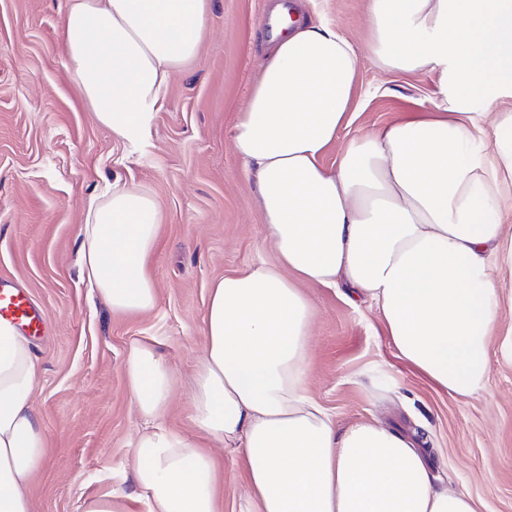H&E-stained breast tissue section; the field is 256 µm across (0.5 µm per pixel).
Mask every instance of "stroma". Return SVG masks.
Segmentation results:
<instances>
[{"instance_id":"35a3bbf8","label":"stroma","mask_w":512,"mask_h":512,"mask_svg":"<svg viewBox=\"0 0 512 512\" xmlns=\"http://www.w3.org/2000/svg\"><path fill=\"white\" fill-rule=\"evenodd\" d=\"M273 0H212L197 58L163 91L139 146L112 137L72 87L62 20L66 0H0V277L29 290L46 315L31 340L38 363L32 402L49 452L30 495L33 512H82L113 492L128 512L135 494L129 449L144 429L124 364L135 344H153L176 375L164 426L195 427L189 386L204 346L212 283L252 263L278 260L264 233L257 182L232 143L267 60L260 19ZM369 0H307L309 21L329 23L359 56L349 112L323 164L337 168L349 145L411 116L435 114V79L382 70L373 61ZM144 187L163 215L149 263L154 307L120 315L80 274L88 201L114 181ZM489 345L485 388L454 398L397 353L376 307L347 284H302L313 307L310 395L337 430L367 420L422 438L437 484L468 491L481 512H512V271ZM211 447V446H210ZM214 449V448H213ZM224 471L223 512H246L241 451L214 449Z\"/></svg>"}]
</instances>
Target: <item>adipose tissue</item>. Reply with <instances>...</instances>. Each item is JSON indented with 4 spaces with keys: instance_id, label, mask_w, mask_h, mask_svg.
<instances>
[{
    "instance_id": "obj_1",
    "label": "adipose tissue",
    "mask_w": 512,
    "mask_h": 512,
    "mask_svg": "<svg viewBox=\"0 0 512 512\" xmlns=\"http://www.w3.org/2000/svg\"><path fill=\"white\" fill-rule=\"evenodd\" d=\"M209 0H68L70 78L112 136L145 138L162 91L195 59ZM371 52L390 72L428 73L438 116L409 118L322 163L357 70L329 25L282 16L285 33L232 129L255 172L264 230L278 261L214 284L190 398L193 422L240 447L255 512H479L465 491L436 488L420 452L374 423L336 431L308 393L312 306L304 282L346 281L379 311L399 356L456 398L482 390L500 312L493 272L512 270V230L497 216L512 185V105L493 115L495 161L479 158L483 127L447 117L448 95L512 90V0H369ZM162 215L143 188L113 182L86 209L80 272L113 312L149 311L147 266ZM131 401L152 423L129 450L146 512H220L218 462L161 420L174 383L154 345L124 364ZM29 342L0 325V512H32L30 487L48 453L31 402Z\"/></svg>"
}]
</instances>
